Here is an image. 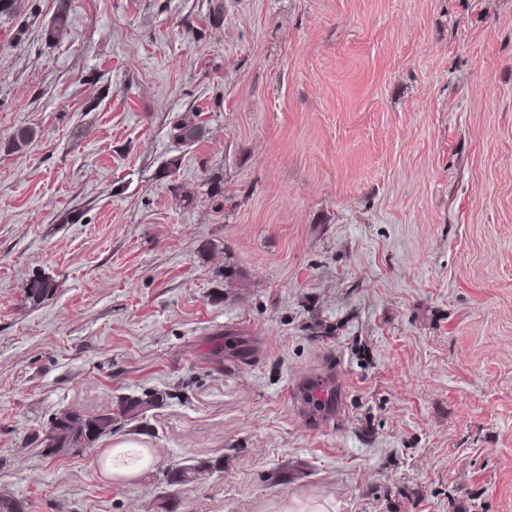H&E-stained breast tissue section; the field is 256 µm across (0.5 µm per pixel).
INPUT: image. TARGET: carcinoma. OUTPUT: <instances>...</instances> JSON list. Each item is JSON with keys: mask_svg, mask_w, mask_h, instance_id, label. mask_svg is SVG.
Instances as JSON below:
<instances>
[{"mask_svg": "<svg viewBox=\"0 0 512 512\" xmlns=\"http://www.w3.org/2000/svg\"><path fill=\"white\" fill-rule=\"evenodd\" d=\"M69 4L60 0L52 21L44 28L46 39L54 40L67 31ZM202 126L187 119L179 126L181 141L192 143L200 138ZM56 286L49 280L37 279L28 288V298L38 301L54 294ZM160 404L155 392H144L139 397H126L116 407L96 413L64 410L55 415L46 429L40 431L36 441L41 453L48 458L63 455L80 456L87 450L101 447V443L112 437L118 422H131L143 418L149 410ZM224 470V461L199 460L192 464L177 463L167 468L166 487L179 488L197 482L202 477ZM29 504L13 496H0V512H28Z\"/></svg>", "mask_w": 512, "mask_h": 512, "instance_id": "obj_1", "label": "carcinoma"}]
</instances>
